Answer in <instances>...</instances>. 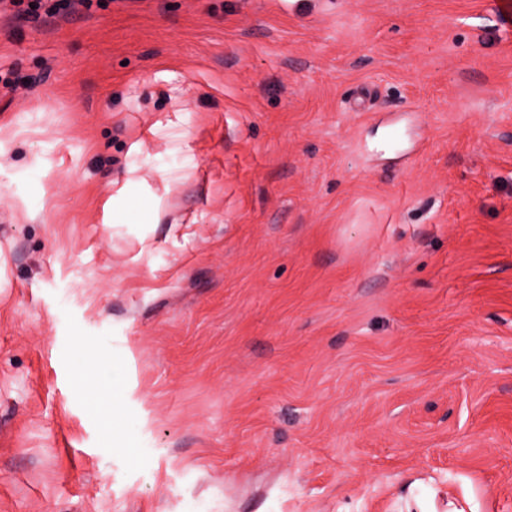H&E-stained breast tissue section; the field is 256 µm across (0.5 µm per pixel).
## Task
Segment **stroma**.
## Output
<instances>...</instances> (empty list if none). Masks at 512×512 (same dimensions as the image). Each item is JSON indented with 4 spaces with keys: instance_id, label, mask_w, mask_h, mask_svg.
<instances>
[{
    "instance_id": "stroma-1",
    "label": "stroma",
    "mask_w": 512,
    "mask_h": 512,
    "mask_svg": "<svg viewBox=\"0 0 512 512\" xmlns=\"http://www.w3.org/2000/svg\"><path fill=\"white\" fill-rule=\"evenodd\" d=\"M43 8L0 512H512V0Z\"/></svg>"
}]
</instances>
